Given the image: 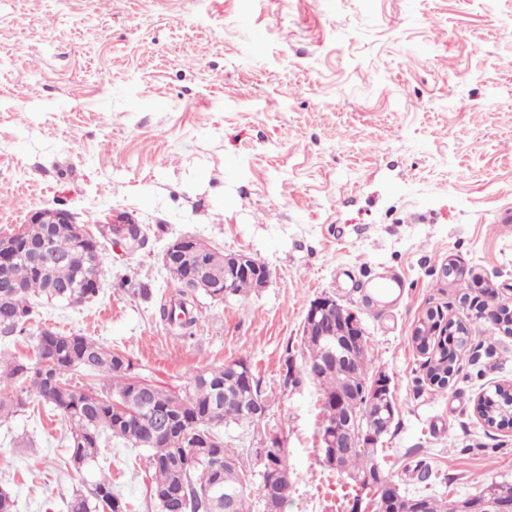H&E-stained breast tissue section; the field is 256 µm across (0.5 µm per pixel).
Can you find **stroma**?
<instances>
[{"label":"stroma","instance_id":"35a3bbf8","mask_svg":"<svg viewBox=\"0 0 512 512\" xmlns=\"http://www.w3.org/2000/svg\"><path fill=\"white\" fill-rule=\"evenodd\" d=\"M44 208L86 224L109 273L93 300L38 305L36 321L125 352L179 395L247 358L268 412L224 439L283 438L281 512H348L355 495L321 463L320 388L280 382L323 294L357 313L390 379L384 455L407 490L422 488L410 460L436 494L512 479V427L476 412L512 383V335L484 322L444 389L412 341L429 310L468 320L485 287L512 306V0H0V235ZM119 215L143 246L115 244ZM183 235L271 273L244 296H197L190 337L157 312L160 256ZM450 260L462 277H442ZM391 274L400 297L368 304ZM67 459L47 411L0 423L15 512H68L94 476ZM99 465L127 512H154L145 450L115 441Z\"/></svg>","mask_w":512,"mask_h":512}]
</instances>
